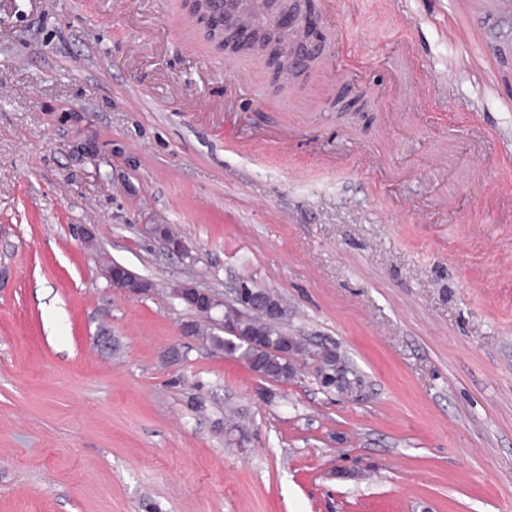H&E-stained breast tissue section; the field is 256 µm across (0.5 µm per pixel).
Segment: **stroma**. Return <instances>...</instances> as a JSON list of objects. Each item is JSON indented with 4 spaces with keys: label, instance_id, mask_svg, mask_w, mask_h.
Returning <instances> with one entry per match:
<instances>
[{
    "label": "stroma",
    "instance_id": "35a3bbf8",
    "mask_svg": "<svg viewBox=\"0 0 512 512\" xmlns=\"http://www.w3.org/2000/svg\"><path fill=\"white\" fill-rule=\"evenodd\" d=\"M315 6L277 91L186 0H0V512H512V0ZM243 278L361 394L182 337ZM303 33H305L306 40L296 46L291 60L293 65L298 66L299 69L307 68L313 62L309 59L312 57L313 48H316L314 41H318V36L312 19L305 25ZM110 267L115 268V270L119 273H123V272L125 273V277L128 281V286L133 291L146 292L149 288H151V285L148 281L136 276L131 271H129L126 267H124L120 264H117V263H112V265ZM111 282H112V288H114L115 290H117L120 293H123L128 296L143 295V294L135 293L131 289L127 288V286L125 285V280H123V278H121V277H118L116 280L112 279ZM203 292L209 293V292H206L203 290L194 289V290H190L185 293V300H182V299H179V300H181V302L184 303V305H186L189 309H191L199 317L209 319V318H211L212 312L216 309L215 307H219L222 304L218 299H216L212 295V301H213V305L215 307H211V305L209 303V298L206 295H204ZM186 294H191V295H186ZM316 352L322 367L321 380H318L322 387L334 389L339 394L352 395L355 390L363 386V377L345 356L329 348ZM336 373L343 377L340 387L336 386Z\"/></svg>",
    "mask_w": 512,
    "mask_h": 512
}]
</instances>
